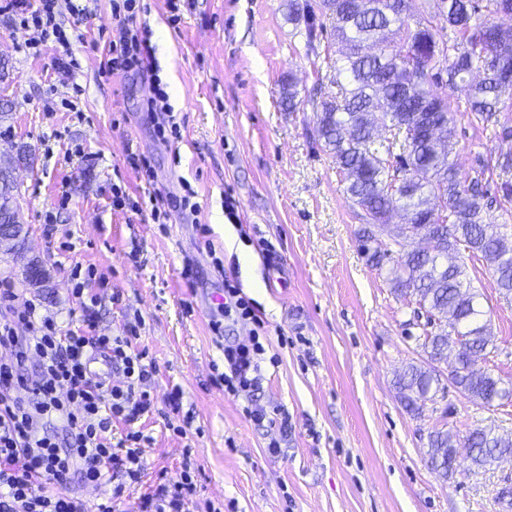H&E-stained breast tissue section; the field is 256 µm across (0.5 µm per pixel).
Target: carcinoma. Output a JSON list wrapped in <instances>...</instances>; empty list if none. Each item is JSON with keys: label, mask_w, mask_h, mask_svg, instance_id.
Listing matches in <instances>:
<instances>
[{"label": "carcinoma", "mask_w": 512, "mask_h": 512, "mask_svg": "<svg viewBox=\"0 0 512 512\" xmlns=\"http://www.w3.org/2000/svg\"><path fill=\"white\" fill-rule=\"evenodd\" d=\"M511 10L512 0H288V21L305 23L307 47L318 38L316 20L332 21L330 35L339 45L330 83L335 91L314 107L322 149L336 161L345 192L362 209L368 224L360 230V250L377 268L393 261L394 291L415 295L438 331L424 333L427 365L410 364L399 375L400 402L419 414L441 390V376L490 408L512 397V383L477 366L492 343L466 267L465 250L482 259L499 293L512 298V250L499 227L487 221L483 181L489 166L479 162L475 175L463 178L451 160L456 112L448 97L433 90L468 83L475 69L483 78L470 85L466 111L494 127L495 136L512 140V124L500 122L505 89L487 67L498 47L487 33L494 18ZM14 183L0 170V225L13 224ZM441 198L439 212L433 200ZM395 211L404 212L405 230L386 241L380 226ZM433 238L430 250L412 247L421 231ZM446 365L448 374L438 371ZM463 453L477 467L512 456V440L477 428L466 440L448 429L429 433L427 464L443 477Z\"/></svg>", "instance_id": "1"}]
</instances>
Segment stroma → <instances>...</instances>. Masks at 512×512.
I'll return each mask as SVG.
<instances>
[{
    "label": "stroma",
    "mask_w": 512,
    "mask_h": 512,
    "mask_svg": "<svg viewBox=\"0 0 512 512\" xmlns=\"http://www.w3.org/2000/svg\"><path fill=\"white\" fill-rule=\"evenodd\" d=\"M140 0L152 68L180 124L164 139L159 116L146 110L154 83L138 71L108 73L121 37L112 0L73 25L69 0L57 20L68 49L36 54L0 16V98L11 101L0 136V167L16 186L19 248L0 247V280L13 284L62 330L71 319L73 271L91 273L98 332L125 335L140 320V346L157 372L145 385L154 408L140 428L147 470L127 493V512L158 476L196 469L191 512H512V457L481 469L459 457L441 477L426 463L436 427L467 436L489 427L512 437V400L484 408L447 387L421 414L401 404L394 381L425 354L412 296L394 292L390 268L367 263L358 248L363 221L343 176L323 151L311 100L328 84L337 46L320 33L307 49L288 21V0ZM77 62L63 74L60 58ZM293 82L297 105L281 103ZM454 161L461 174L476 159L495 163L512 141L458 115ZM29 150L17 158L19 145ZM150 160V171L133 158ZM194 191L199 210L169 209ZM237 205V221L224 199ZM170 213L167 223L154 210ZM39 262L46 282L30 285ZM493 336L479 364L512 380V300L500 297L486 265L467 258ZM249 300L257 321L225 318L224 283ZM259 335L260 402L272 425L245 413L244 397L214 383L224 374V347ZM182 393V432L165 401ZM283 453L270 456V438Z\"/></svg>",
    "instance_id": "35a3bbf8"
}]
</instances>
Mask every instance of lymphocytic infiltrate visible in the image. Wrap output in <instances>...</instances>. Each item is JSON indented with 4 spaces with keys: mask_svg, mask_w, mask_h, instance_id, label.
Masks as SVG:
<instances>
[{
    "mask_svg": "<svg viewBox=\"0 0 512 512\" xmlns=\"http://www.w3.org/2000/svg\"><path fill=\"white\" fill-rule=\"evenodd\" d=\"M10 14L16 28L39 30L42 40L68 47L69 37L56 20V0H0V13ZM112 16L124 27L120 52L112 60L116 71L141 68L151 57L147 27L138 25L136 0H113ZM78 330L63 332L56 318L41 313L11 286L0 287V512H85L81 499L71 495V480L100 487L111 485L96 512H124L128 486L139 483L145 471L142 432L134 428L153 406L143 386L155 371L145 350L136 344L137 330L126 335L97 332V312L75 289ZM25 335H18L17 325ZM264 347L258 338L226 345L229 372L224 388L249 397ZM38 363L33 375L23 369L30 357ZM119 367V380L95 375V359ZM250 419L263 425L266 409L251 401ZM127 431L113 438L112 423ZM64 431H57V422ZM191 465H183L176 480L155 481L139 498V512H188L195 491Z\"/></svg>",
    "mask_w": 512,
    "mask_h": 512,
    "instance_id": "f902f5d3",
    "label": "lymphocytic infiltrate"
}]
</instances>
